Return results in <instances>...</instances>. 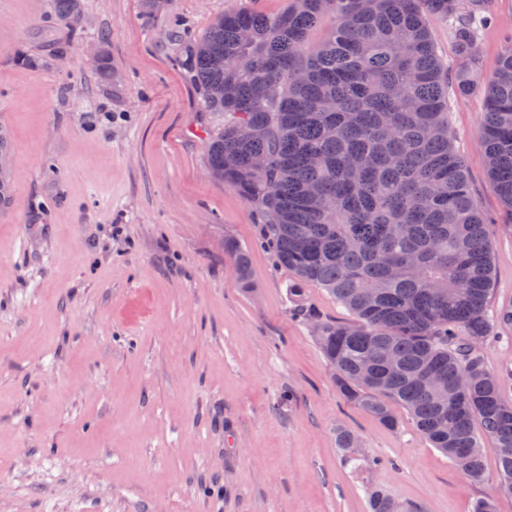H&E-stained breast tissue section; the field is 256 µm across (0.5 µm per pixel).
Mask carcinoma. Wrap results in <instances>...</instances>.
<instances>
[{
  "label": "carcinoma",
  "mask_w": 512,
  "mask_h": 512,
  "mask_svg": "<svg viewBox=\"0 0 512 512\" xmlns=\"http://www.w3.org/2000/svg\"><path fill=\"white\" fill-rule=\"evenodd\" d=\"M75 26L81 0H54ZM492 0H290L275 14L228 12L184 47V65L206 112L221 117L207 139L210 174L264 217L278 260L293 274L288 295L305 317L304 286L326 289L353 316L320 322L316 337L351 404L390 429L402 406L467 479L485 465L476 425L498 452L500 486L512 491V368L491 371L483 345L512 309L491 317L487 222L448 130V71L429 19L448 22L460 66L455 90L476 88L478 35ZM333 26L312 46L323 18ZM481 146L512 208V40L485 83ZM238 280L251 286L248 255L231 244ZM398 368L386 373L382 355ZM437 377L434 385L420 381ZM339 450L354 467L377 456L346 428ZM369 512H422L372 487Z\"/></svg>",
  "instance_id": "carcinoma-1"
}]
</instances>
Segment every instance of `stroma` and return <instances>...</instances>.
<instances>
[{"instance_id":"35a3bbf8","label":"stroma","mask_w":512,"mask_h":512,"mask_svg":"<svg viewBox=\"0 0 512 512\" xmlns=\"http://www.w3.org/2000/svg\"><path fill=\"white\" fill-rule=\"evenodd\" d=\"M79 35L53 0H0V512H368L367 487L423 512H471L501 489L482 438L473 483L404 409L398 429L348 404L288 299L257 210L214 179L221 120L180 60L224 13L288 0H82ZM485 82L512 34L494 0ZM105 45L115 81L93 53ZM454 148L491 220L489 313L512 307V211L479 146L483 92L448 93ZM247 249L252 290L228 244ZM345 426L382 467L354 474Z\"/></svg>"}]
</instances>
